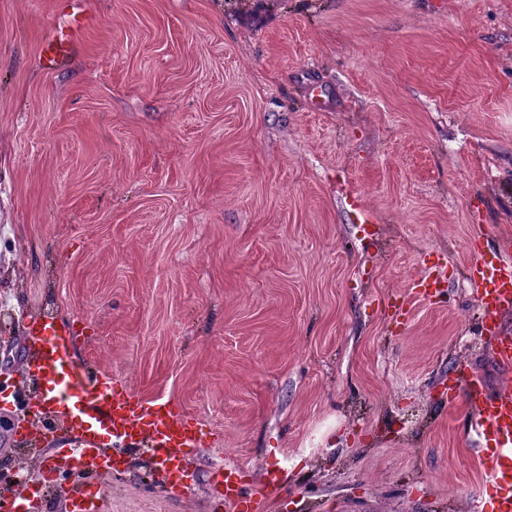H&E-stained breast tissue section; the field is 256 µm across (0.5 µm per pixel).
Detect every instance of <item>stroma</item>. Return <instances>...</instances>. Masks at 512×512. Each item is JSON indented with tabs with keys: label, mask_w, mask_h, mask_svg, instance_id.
Segmentation results:
<instances>
[{
	"label": "stroma",
	"mask_w": 512,
	"mask_h": 512,
	"mask_svg": "<svg viewBox=\"0 0 512 512\" xmlns=\"http://www.w3.org/2000/svg\"><path fill=\"white\" fill-rule=\"evenodd\" d=\"M0 0V476H41L11 386L66 323L116 389L203 444L106 512H232L215 463L288 482L263 512H488L460 366L507 383L466 279L512 239V0ZM448 287L411 283L435 262ZM78 13L73 16V27L67 34L62 33V37L54 38L49 41L46 45V51L49 54V62L57 63L61 60L67 52L68 45L74 36L78 35L87 25H89L91 18L81 15L78 17Z\"/></svg>",
	"instance_id": "1"
}]
</instances>
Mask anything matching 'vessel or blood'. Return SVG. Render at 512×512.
Masks as SVG:
<instances>
[{
    "label": "vessel or blood",
    "instance_id": "b4317fda",
    "mask_svg": "<svg viewBox=\"0 0 512 512\" xmlns=\"http://www.w3.org/2000/svg\"><path fill=\"white\" fill-rule=\"evenodd\" d=\"M89 23V17H74L70 33L49 41L50 62L61 60L73 35ZM467 278L482 309V332L495 339L494 359L511 371L512 336L502 333L498 318L512 309V261L499 251L480 255L468 267ZM445 281L444 270L429 269L415 281L413 290L418 297H431ZM28 334L36 348L28 364V373L37 383L33 417L41 426L49 421L59 424L68 437L54 448L38 485L18 483L0 493V512H32L38 505L37 487L57 486L62 473L68 471L78 472L79 477L61 487L66 512H101L103 478L141 452L148 454L157 483H169L186 471L189 451L199 442L188 418L162 399L115 393L111 374L74 360L70 334L55 321H39ZM462 397L477 411L473 429L487 452L490 512H512V386L491 391L472 375L465 383L448 387L449 402ZM213 475L240 512H260L263 496L282 482L276 471H267L259 490L247 494L243 469L220 464Z\"/></svg>",
    "mask_w": 512,
    "mask_h": 512
}]
</instances>
